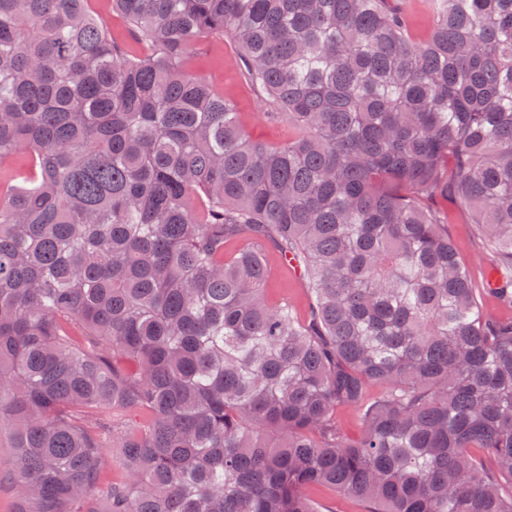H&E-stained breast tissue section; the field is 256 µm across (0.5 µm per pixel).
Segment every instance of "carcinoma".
Listing matches in <instances>:
<instances>
[{"mask_svg":"<svg viewBox=\"0 0 512 512\" xmlns=\"http://www.w3.org/2000/svg\"><path fill=\"white\" fill-rule=\"evenodd\" d=\"M88 2L0 0V163L29 159L0 184L16 512H321L319 485L512 512V318L442 205L512 307V0H426V40L397 0H112L144 56ZM223 35L287 142L190 72ZM271 249L305 311L267 301ZM448 239L462 261L467 265L474 288H477L483 307L495 316H512V309L500 305L486 294V282L492 276L490 250L478 234L475 224H470L468 210L448 197Z\"/></svg>","mask_w":512,"mask_h":512,"instance_id":"cac0c4a2","label":"carcinoma"}]
</instances>
